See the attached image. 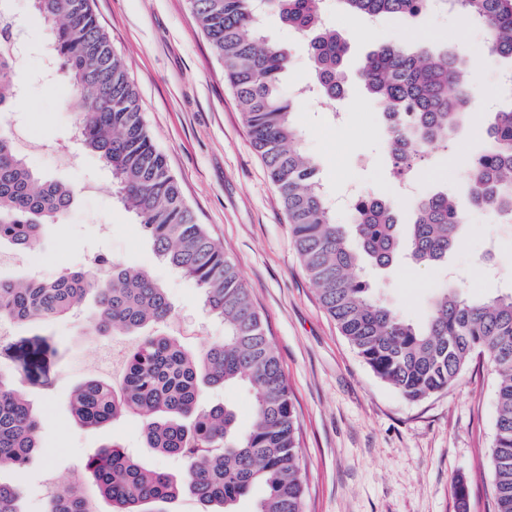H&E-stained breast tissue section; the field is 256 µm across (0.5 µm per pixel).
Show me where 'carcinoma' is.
I'll use <instances>...</instances> for the list:
<instances>
[{
  "instance_id": "obj_1",
  "label": "carcinoma",
  "mask_w": 512,
  "mask_h": 512,
  "mask_svg": "<svg viewBox=\"0 0 512 512\" xmlns=\"http://www.w3.org/2000/svg\"><path fill=\"white\" fill-rule=\"evenodd\" d=\"M0 0V112L18 96L12 41ZM201 31L224 64V77L241 107L252 146L279 190L294 242L322 306L372 372L415 401L452 384L473 355L496 375L492 448L495 512H512V293L465 296L448 287L433 298L427 323L416 327L376 299L362 277L365 262L392 265L405 253L420 266L443 268L461 245L464 215L446 191L411 207L406 235L399 214L382 198L352 205V223H336L317 182V167L301 148L294 101L279 90L290 54L261 27L253 0H187ZM364 19L382 14L414 18L429 0H340ZM455 12L487 26L489 49L512 70V0H454ZM306 40L314 88L336 101L347 86L346 40L325 25L319 0H266ZM34 11L53 34L50 51L71 89L81 145L111 171L115 195L143 224L155 254L201 292L206 313L224 323V338L198 351L157 328L176 310L146 271L98 253L90 267L66 270L53 281L0 276V321L47 323L94 303L88 326L99 334H135L120 388L90 379L70 402L74 421L100 427L128 414L144 421L147 447L182 458L181 482L149 469L111 443L88 457L85 470L112 512H146L189 491L201 512H234L260 484L254 512H304L299 423L279 356L234 263L197 222L164 154L150 137L126 61L99 25L91 0H34ZM359 79L385 121L388 157L399 175L425 150L452 149L478 98L466 62L447 49L408 50L381 44L370 51ZM487 143L466 175L470 204L512 219V105L495 113ZM74 191L40 176L0 131V244L27 251L50 225L63 221ZM61 342L33 332L0 354L18 362L0 373V470L19 469L41 448V422L15 380L53 389L51 369ZM243 385L253 390L249 431L235 427L233 410L207 404L204 391ZM22 488L0 480V512H22ZM47 512H93L81 486H59Z\"/></svg>"
}]
</instances>
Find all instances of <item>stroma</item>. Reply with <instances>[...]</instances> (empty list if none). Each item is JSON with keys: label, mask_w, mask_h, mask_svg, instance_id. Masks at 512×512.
I'll list each match as a JSON object with an SVG mask.
<instances>
[{"label": "stroma", "mask_w": 512, "mask_h": 512, "mask_svg": "<svg viewBox=\"0 0 512 512\" xmlns=\"http://www.w3.org/2000/svg\"><path fill=\"white\" fill-rule=\"evenodd\" d=\"M92 6L128 63L152 140L184 200L235 263L277 351L300 423L305 512H458L459 479L468 488L467 512H493L495 394L486 360L473 357L448 390L419 401L379 379L320 304L223 65L187 0H92ZM8 17L20 26L24 50L15 74L19 97L13 111L0 114V127L13 133L19 148L38 145L41 154L32 166L71 185L75 200L68 220L52 226L33 250L0 249V275L51 281L90 266L104 251L148 271L166 288L176 309L166 330L188 348L222 339L224 325L205 314L199 289L156 258L142 224L114 197L111 173L79 144L67 107L71 89L48 52L51 35L31 0H10ZM332 18L350 45L349 71H357L378 44L423 43L464 57L481 98L512 102L494 81L502 61L489 51L486 35L472 32L460 14L440 8L415 19L384 15L371 24L337 5ZM262 26L290 50L284 92L295 99L302 147L316 163L328 199L347 192L390 197L404 216L415 198L442 188L465 198L464 169L484 149L493 112L476 109L454 152L430 151L410 174L409 196H397L375 104L355 86L333 112L316 98L296 96L297 88L314 82L304 41L277 12H266ZM450 272L474 296L511 291L512 225L497 214L468 216L450 271L400 262L386 269L366 266L364 277L400 316L421 325ZM40 329L58 337L61 352L51 395L20 385L42 419L41 451L10 473L23 487V512H46L48 490L68 482L81 484L95 512H112L83 464L113 442L142 464L182 479L183 460L144 447L138 417L84 428L70 412L75 388L87 379L120 385L123 359L137 337L98 335L76 316L45 326L15 325L10 335L17 339ZM110 350L114 363L101 368L99 360Z\"/></svg>", "instance_id": "1"}]
</instances>
